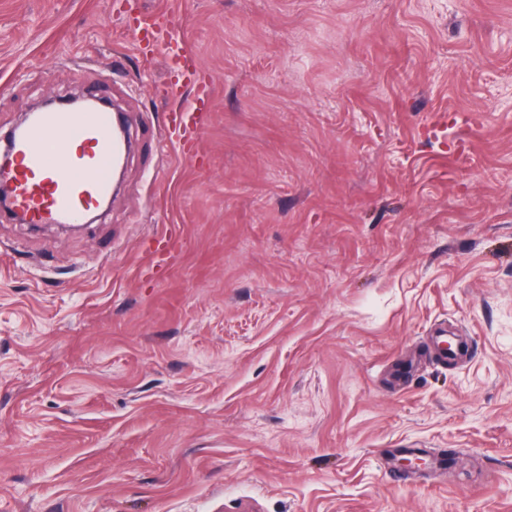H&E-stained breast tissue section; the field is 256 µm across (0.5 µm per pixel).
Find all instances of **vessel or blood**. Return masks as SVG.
Returning <instances> with one entry per match:
<instances>
[{
	"label": "vessel or blood",
	"instance_id": "1",
	"mask_svg": "<svg viewBox=\"0 0 512 512\" xmlns=\"http://www.w3.org/2000/svg\"><path fill=\"white\" fill-rule=\"evenodd\" d=\"M183 22L184 14L178 9L146 12L130 32L132 40L146 43L152 54L175 62L182 81L198 88L173 114L166 134L171 142L198 140L207 127L209 112L202 70L180 36ZM117 126V114L106 107L40 113L11 141L12 161L0 170L9 209L24 215L30 224L56 218L77 221L112 190L118 150L113 132Z\"/></svg>",
	"mask_w": 512,
	"mask_h": 512
}]
</instances>
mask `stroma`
Segmentation results:
<instances>
[{
    "label": "stroma",
    "mask_w": 512,
    "mask_h": 512,
    "mask_svg": "<svg viewBox=\"0 0 512 512\" xmlns=\"http://www.w3.org/2000/svg\"><path fill=\"white\" fill-rule=\"evenodd\" d=\"M170 6L0 0V139L69 93L134 138L84 230L0 211V512H512V0H183L179 150ZM184 14L180 9H166L154 14L143 12L130 31L135 42H145L154 55L162 54L175 62L180 78L185 84L195 85L197 94L180 106L172 115L171 125L165 136L169 142L198 140L207 127L209 97L207 84L194 54L180 36Z\"/></svg>",
    "instance_id": "1"
}]
</instances>
